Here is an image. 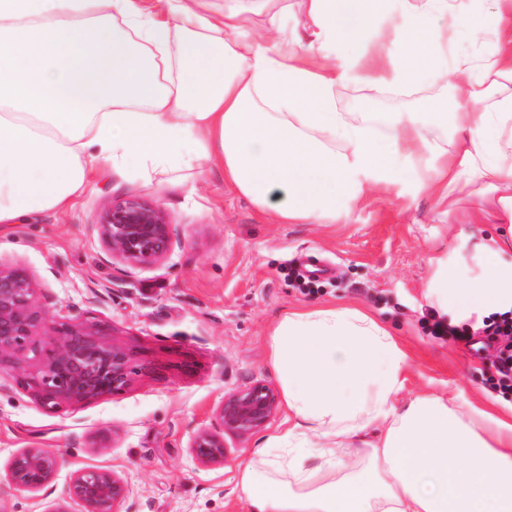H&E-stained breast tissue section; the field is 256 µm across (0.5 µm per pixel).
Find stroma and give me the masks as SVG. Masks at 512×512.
Segmentation results:
<instances>
[{"mask_svg": "<svg viewBox=\"0 0 512 512\" xmlns=\"http://www.w3.org/2000/svg\"><path fill=\"white\" fill-rule=\"evenodd\" d=\"M413 95L336 89L341 112H412ZM420 172L400 162L396 183L357 203L346 224H277L231 191L217 170L155 176L152 182L104 172L65 211H46L0 231V258L26 268L50 307L108 324L115 342L158 364L123 393L47 413L16 385L0 391V512H40L59 497L72 471L95 462L113 467L131 489L121 512H247L235 490L241 457L276 433L283 414L250 438L225 435L219 468L200 466L192 436L214 424L225 394L257 382L275 385L267 331L287 309L348 300L370 309L409 355L402 392L454 397L457 405L496 399L492 359L469 346L430 336L435 311L426 290L449 268L479 274L472 233L458 213L416 192ZM138 197L167 214L178 244L162 263H106L97 225L112 204ZM324 270L302 280L310 263ZM109 285L105 304L88 301ZM112 432L94 456L90 436ZM24 448H45L62 461L52 491L40 496L8 483V463Z\"/></svg>", "mask_w": 512, "mask_h": 512, "instance_id": "obj_1", "label": "stroma"}]
</instances>
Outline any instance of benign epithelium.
Wrapping results in <instances>:
<instances>
[{
    "label": "benign epithelium",
    "instance_id": "benign-epithelium-1",
    "mask_svg": "<svg viewBox=\"0 0 512 512\" xmlns=\"http://www.w3.org/2000/svg\"><path fill=\"white\" fill-rule=\"evenodd\" d=\"M98 235L108 261L152 266L174 250L170 222L158 206L130 198L107 209ZM110 328L82 318L62 319L45 302L36 280L21 265L0 260V370L7 368L15 384L28 391L49 413L65 406L91 402L125 391L140 376L155 371L154 364L137 357L132 348L107 339ZM278 393L257 382L230 392L214 412L215 425L193 436L190 451L203 467L224 465V434L247 438L265 428L276 415ZM112 434L101 429L90 437L89 448L104 455ZM60 468L57 455L45 448L16 452L8 466L10 487L39 493ZM130 488L113 469L86 465L75 470L62 496L43 512H120Z\"/></svg>",
    "mask_w": 512,
    "mask_h": 512
}]
</instances>
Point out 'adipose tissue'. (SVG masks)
<instances>
[{"instance_id":"1","label":"adipose tissue","mask_w":512,"mask_h":512,"mask_svg":"<svg viewBox=\"0 0 512 512\" xmlns=\"http://www.w3.org/2000/svg\"><path fill=\"white\" fill-rule=\"evenodd\" d=\"M0 0V226L66 209L90 175L217 169L278 224H345L400 159L422 160L435 203L478 195L465 224L482 273L441 272L442 308L512 306V0L495 48L447 61L441 20L465 0ZM390 76H382V69ZM454 99L346 120L337 85ZM456 149H449V139ZM284 427L237 466L249 512H512V412L401 393L407 352L353 302L284 312L268 332Z\"/></svg>"}]
</instances>
